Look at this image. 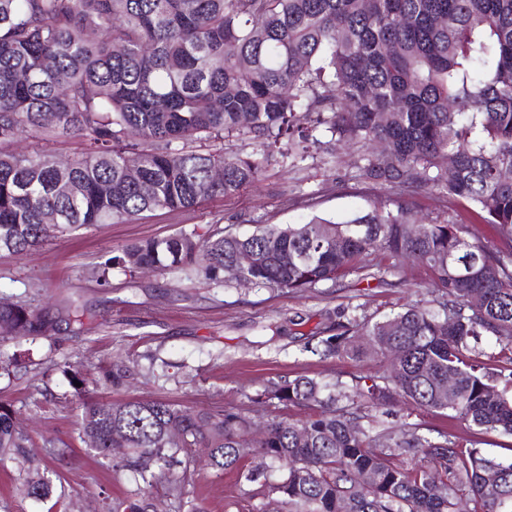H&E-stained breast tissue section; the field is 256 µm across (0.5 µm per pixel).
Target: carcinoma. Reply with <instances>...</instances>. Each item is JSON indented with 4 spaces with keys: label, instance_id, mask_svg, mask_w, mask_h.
<instances>
[{
    "label": "carcinoma",
    "instance_id": "1",
    "mask_svg": "<svg viewBox=\"0 0 512 512\" xmlns=\"http://www.w3.org/2000/svg\"><path fill=\"white\" fill-rule=\"evenodd\" d=\"M321 126L331 134L324 142L313 136ZM193 134L203 141L195 150L184 143ZM23 135L81 151L62 163L40 149L10 150ZM231 137L257 151L225 150ZM309 142L328 154L355 148L361 176L395 199L348 219L314 215L248 236L194 229L144 238L106 259L101 277L150 267L221 284L224 267L248 253L246 281L303 292L382 253L394 271L412 261L431 273L432 305L336 324L315 351L370 354L387 364L381 381L358 378L344 405L334 384L272 381L252 403L313 413L272 418L259 435L249 415L219 407L84 404L80 439L104 456L128 449L118 467L136 484L104 497L103 512H149L159 483L176 512H206L188 490L191 467L237 470L248 455L284 468L270 492L288 512H457L465 500L512 512V458L428 437L417 424L374 434L356 427L365 404L399 396L512 435V395L474 355L483 336L512 348V0H0L1 251L233 195L274 155L304 157ZM216 167L220 182L211 179ZM428 191L463 204L499 244L468 241V226L452 218L414 234L403 198ZM488 265L499 279L484 277ZM59 323L28 301L0 298V344L49 340ZM102 375L117 388L128 370L114 364ZM30 447L0 405V463L18 465L22 494L46 499L49 458Z\"/></svg>",
    "mask_w": 512,
    "mask_h": 512
}]
</instances>
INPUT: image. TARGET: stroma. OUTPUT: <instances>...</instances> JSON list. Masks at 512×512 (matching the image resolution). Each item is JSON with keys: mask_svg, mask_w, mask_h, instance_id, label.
Instances as JSON below:
<instances>
[{"mask_svg": "<svg viewBox=\"0 0 512 512\" xmlns=\"http://www.w3.org/2000/svg\"><path fill=\"white\" fill-rule=\"evenodd\" d=\"M387 189L365 181L357 157L343 150L335 158L309 148L304 160L274 162L260 181L230 197H214L189 210H157L124 224H96L22 253L0 252V297L31 293L53 313L84 308L82 329L60 331L54 341L18 339L0 350L16 355L14 373L0 376V404L16 411L43 456L52 440L57 474L72 512H100L102 494L133 490L129 472L110 458L89 454L77 431L86 402L100 396L115 401L162 398L184 407H221L250 414L253 422L272 417L301 419L304 408L270 406L254 410L251 399L269 381L309 376L351 385L360 376L382 374L369 358L322 357L318 336L335 334L337 323L355 315L380 319L430 300V276L407 264L400 282L385 284L353 272L305 292L273 291L225 275L223 284L156 271L125 274L113 269L109 287L93 273L97 263L126 245L148 237L220 228L247 235L259 224H299L314 215L344 219L387 198ZM124 359L135 362L128 387L104 386L100 367ZM83 365L82 386L63 368ZM419 425L429 437L444 432L466 448L512 455V437L485 434L451 411H426L406 402L372 412L373 432ZM194 494L207 512H266L268 499L241 472L202 471Z\"/></svg>", "mask_w": 512, "mask_h": 512, "instance_id": "35a3bbf8", "label": "stroma"}]
</instances>
